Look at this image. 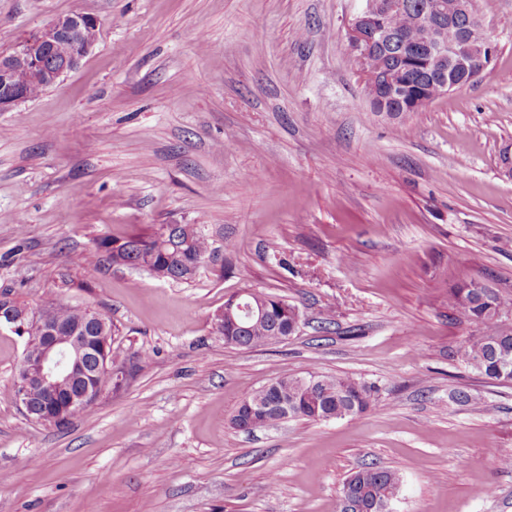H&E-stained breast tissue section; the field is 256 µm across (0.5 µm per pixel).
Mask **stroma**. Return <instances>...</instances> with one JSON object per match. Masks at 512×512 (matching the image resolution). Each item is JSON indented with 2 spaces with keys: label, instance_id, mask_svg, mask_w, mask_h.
Listing matches in <instances>:
<instances>
[{
  "label": "stroma",
  "instance_id": "1",
  "mask_svg": "<svg viewBox=\"0 0 512 512\" xmlns=\"http://www.w3.org/2000/svg\"><path fill=\"white\" fill-rule=\"evenodd\" d=\"M361 0H0V53L91 10L95 44L0 112V292L119 327L150 358L64 429L28 418L24 341L0 331V512H336L362 465L401 477L392 512H512V384L462 360L458 280L512 296V0H477L486 75L396 119L372 111L347 42ZM201 224L231 252L188 282L101 260L96 242ZM277 295L296 333L225 346L230 295ZM373 385L366 413L234 429L283 374ZM471 394L465 405L453 391Z\"/></svg>",
  "mask_w": 512,
  "mask_h": 512
}]
</instances>
